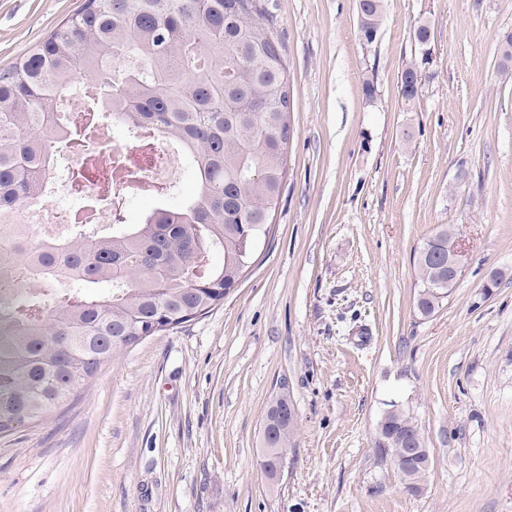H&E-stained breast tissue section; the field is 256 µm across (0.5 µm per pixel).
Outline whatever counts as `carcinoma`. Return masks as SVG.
Wrapping results in <instances>:
<instances>
[{"label": "carcinoma", "mask_w": 512, "mask_h": 512, "mask_svg": "<svg viewBox=\"0 0 512 512\" xmlns=\"http://www.w3.org/2000/svg\"><path fill=\"white\" fill-rule=\"evenodd\" d=\"M360 36L380 27L383 0H359ZM262 0H84L63 25L0 70V213L42 193L53 151L86 137L63 122L58 101L79 80L109 101L131 132L173 141L197 177L175 209L155 208L137 224H73L38 241L21 224L0 223V261L32 288L0 283V433L43 421L68 405L141 329L176 327L209 313L241 283L283 188L290 139L288 68L263 21ZM418 70H402V96L418 93ZM451 224L417 252L416 308L426 318L448 297ZM413 417L385 415L378 431ZM274 456H288L293 426L279 424ZM416 457L403 483L425 475Z\"/></svg>", "instance_id": "carcinoma-1"}]
</instances>
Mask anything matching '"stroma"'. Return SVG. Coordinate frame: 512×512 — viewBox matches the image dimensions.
<instances>
[{"mask_svg":"<svg viewBox=\"0 0 512 512\" xmlns=\"http://www.w3.org/2000/svg\"><path fill=\"white\" fill-rule=\"evenodd\" d=\"M82 2L0 0V69ZM265 2L293 97L271 239L223 304L0 434V512H512V0H385L369 45L358 0ZM442 224L464 266L424 318L413 260ZM394 405L428 448L417 496L374 452Z\"/></svg>","mask_w":512,"mask_h":512,"instance_id":"1","label":"stroma"}]
</instances>
